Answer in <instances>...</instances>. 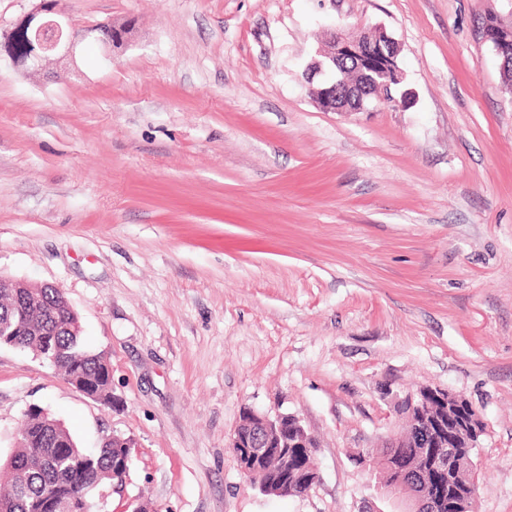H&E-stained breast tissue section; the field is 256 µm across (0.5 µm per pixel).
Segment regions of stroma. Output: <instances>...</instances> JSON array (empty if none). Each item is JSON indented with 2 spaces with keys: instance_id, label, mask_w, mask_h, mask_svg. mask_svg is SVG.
Instances as JSON below:
<instances>
[{
  "instance_id": "obj_1",
  "label": "stroma",
  "mask_w": 512,
  "mask_h": 512,
  "mask_svg": "<svg viewBox=\"0 0 512 512\" xmlns=\"http://www.w3.org/2000/svg\"><path fill=\"white\" fill-rule=\"evenodd\" d=\"M88 39L0 59V276L56 285L104 353L102 404L0 346V466L32 406L80 447L133 438L94 512H363L360 453L431 387L484 433L480 512H512V89L481 30L512 0H64ZM400 45L407 106L326 112L328 33ZM315 437L308 494L260 491L244 409Z\"/></svg>"
}]
</instances>
